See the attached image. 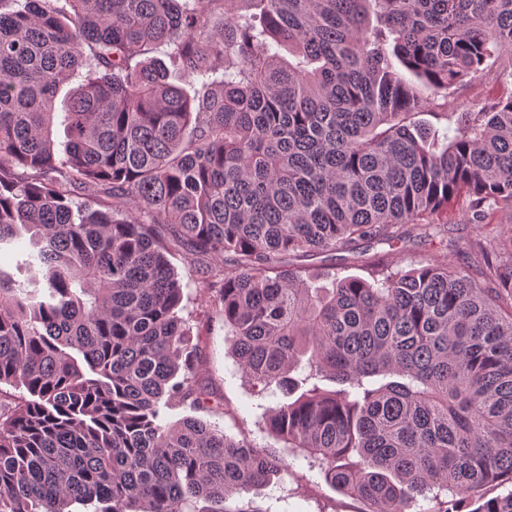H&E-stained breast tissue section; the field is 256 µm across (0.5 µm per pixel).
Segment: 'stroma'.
Instances as JSON below:
<instances>
[{
    "label": "stroma",
    "instance_id": "35a3bbf8",
    "mask_svg": "<svg viewBox=\"0 0 512 512\" xmlns=\"http://www.w3.org/2000/svg\"><path fill=\"white\" fill-rule=\"evenodd\" d=\"M507 92L494 77L478 79L463 86L448 100L452 112H476L496 102ZM449 245L429 243L423 239L411 241L402 255L392 256L385 243H372L365 254L343 253L338 263L343 274L368 278L365 257L397 260L402 268L427 260L448 261L465 267L475 281H482V265L478 263L472 244L480 238H508L512 236V212L492 213L485 223H464L461 213L448 217ZM202 355L198 362V379L210 392L213 403L205 410L180 406L168 410V421L175 422L187 416L199 418L214 425L230 437L270 444L264 429V412L274 405L275 397L264 399L251 396L249 385L235 363L225 341L224 323L212 318L201 338ZM262 512H363V502L353 500L326 483L318 470L310 468L304 459L292 462L290 475L280 485L260 488L251 494Z\"/></svg>",
    "mask_w": 512,
    "mask_h": 512
}]
</instances>
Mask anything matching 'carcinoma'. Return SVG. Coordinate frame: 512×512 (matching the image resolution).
I'll use <instances>...</instances> for the list:
<instances>
[{"label":"carcinoma","instance_id":"1","mask_svg":"<svg viewBox=\"0 0 512 512\" xmlns=\"http://www.w3.org/2000/svg\"><path fill=\"white\" fill-rule=\"evenodd\" d=\"M489 74L512 0H0V512H262L300 456L367 512H512V237L484 287L282 265L512 210V92L415 119ZM175 247L284 451L166 420L208 403Z\"/></svg>","mask_w":512,"mask_h":512}]
</instances>
